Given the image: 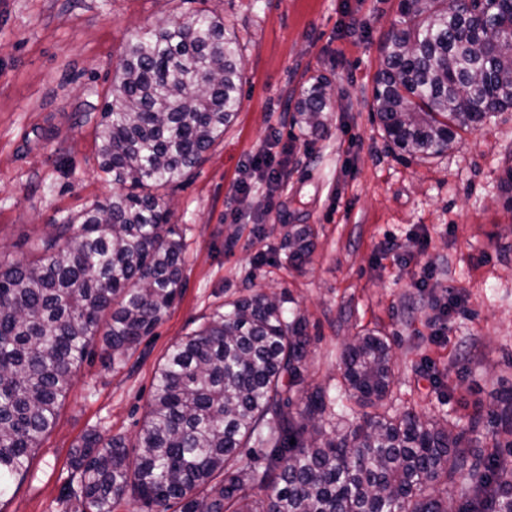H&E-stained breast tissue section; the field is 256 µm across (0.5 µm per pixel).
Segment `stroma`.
<instances>
[{
    "label": "stroma",
    "instance_id": "1",
    "mask_svg": "<svg viewBox=\"0 0 512 512\" xmlns=\"http://www.w3.org/2000/svg\"><path fill=\"white\" fill-rule=\"evenodd\" d=\"M399 0H0V259L28 256L115 186L98 168L96 126L123 45L210 8L235 32L242 105L199 165L166 190L184 246V287L152 336L120 365L83 361L27 476L0 512H78L72 452L89 434L134 444L168 348L225 302L256 291L300 313L311 338L305 383L334 397L327 432L361 423L342 387L345 341L390 337L394 384L380 414L413 410L465 423L512 386V109L420 158L391 144L373 115L381 47ZM331 81L318 135L293 122L303 90ZM282 165L274 190L245 169L261 148ZM311 225L302 266L286 259ZM428 239L420 248L416 234ZM401 260L387 257L388 240ZM434 277L413 287L422 261ZM288 248L287 259L293 264L303 263L311 254L313 249V232L307 225H296L288 233V241L285 244Z\"/></svg>",
    "mask_w": 512,
    "mask_h": 512
}]
</instances>
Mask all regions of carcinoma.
Segmentation results:
<instances>
[{"instance_id":"cac0c4a2","label":"carcinoma","mask_w":512,"mask_h":512,"mask_svg":"<svg viewBox=\"0 0 512 512\" xmlns=\"http://www.w3.org/2000/svg\"><path fill=\"white\" fill-rule=\"evenodd\" d=\"M399 9L373 107L399 149L437 155L454 128L512 108V0ZM328 87L321 77L303 91L300 131L324 130ZM241 104L239 43L212 12L124 47L96 141L101 172L129 191L56 225L25 260L0 261V497L28 473L96 341L122 362L180 297L183 245L152 190L196 167ZM285 247L304 262L312 229L295 226ZM309 345L303 318L263 292L216 309L166 353L134 445L92 434L75 449L82 512H112L123 496L146 512H512V388L465 429L404 411L328 436L332 399L304 385ZM342 363L349 396L387 397L384 337H352ZM486 421L492 446L478 450L472 435Z\"/></svg>"}]
</instances>
